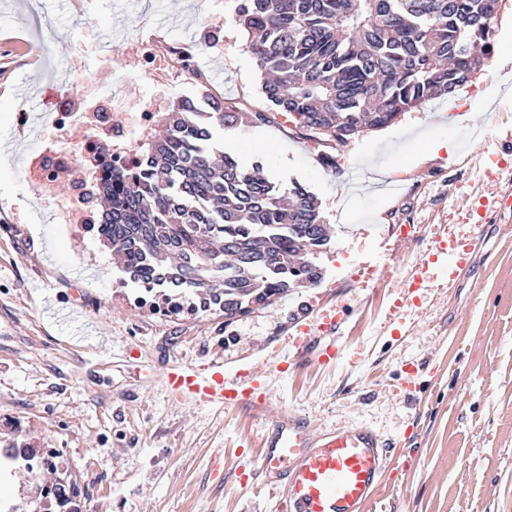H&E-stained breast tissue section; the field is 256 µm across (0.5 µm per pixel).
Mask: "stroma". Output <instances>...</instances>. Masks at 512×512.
<instances>
[{"instance_id": "obj_1", "label": "stroma", "mask_w": 512, "mask_h": 512, "mask_svg": "<svg viewBox=\"0 0 512 512\" xmlns=\"http://www.w3.org/2000/svg\"><path fill=\"white\" fill-rule=\"evenodd\" d=\"M238 0H0V137H15L19 82H42L27 53L66 36L63 75L84 112V76L123 87L114 108L136 149L162 129L180 99L201 90L266 113V123L218 131L215 145L318 199L330 243L312 255L315 286L232 319L209 310L164 315L133 304L139 286L111 249L57 216L58 201L23 178L21 154L0 156V447L53 449L58 476L74 480L81 512H281L270 489L242 484L272 415L306 419L312 432L367 423L400 438L365 512H512V0L493 22V50L450 98L403 113L347 144L327 147L269 107L236 23ZM119 47L98 57L101 31ZM192 43L202 78L145 72L138 41ZM154 113L148 128L136 114ZM477 111L476 123L458 114ZM451 154L416 162L434 140ZM495 170L497 185L485 173ZM54 222H47V215ZM482 225L454 283L440 264L395 331L388 308L434 248L438 225ZM416 227L415 237L402 227ZM336 309L335 361L273 377L264 408L223 409L177 399L163 367L224 361L225 373L290 347L297 330Z\"/></svg>"}]
</instances>
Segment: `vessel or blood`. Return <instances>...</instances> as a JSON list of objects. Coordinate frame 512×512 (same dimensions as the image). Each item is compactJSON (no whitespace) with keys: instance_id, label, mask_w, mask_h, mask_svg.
Masks as SVG:
<instances>
[{"instance_id":"obj_1","label":"vessel or blood","mask_w":512,"mask_h":512,"mask_svg":"<svg viewBox=\"0 0 512 512\" xmlns=\"http://www.w3.org/2000/svg\"><path fill=\"white\" fill-rule=\"evenodd\" d=\"M44 123L21 129L23 141L30 143L26 164H33L45 143ZM481 225L470 227L469 237L480 236ZM469 237L441 229L435 250L449 278L470 262ZM427 278L425 267H418L410 283L389 310L401 319L413 294ZM294 357L276 352L265 370L245 366L235 376L224 372V362L211 360L198 366L192 363L170 365L164 379L171 390L200 403L224 407L263 404L272 376L296 369ZM394 443L366 424H345L323 434L311 433L300 419L278 416L268 425L258 467L245 476L246 482L282 489L287 512H365L388 469Z\"/></svg>"}]
</instances>
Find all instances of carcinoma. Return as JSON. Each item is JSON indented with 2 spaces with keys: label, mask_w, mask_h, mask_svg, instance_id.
<instances>
[{
  "label": "carcinoma",
  "mask_w": 512,
  "mask_h": 512,
  "mask_svg": "<svg viewBox=\"0 0 512 512\" xmlns=\"http://www.w3.org/2000/svg\"><path fill=\"white\" fill-rule=\"evenodd\" d=\"M499 0H240L236 19L261 73V93L306 130L343 142L465 84L491 54ZM267 120L205 91L182 99L139 151L114 169L99 240L134 282L201 296L243 316L316 285L309 260L331 240L316 197L269 180L213 145L218 128Z\"/></svg>",
  "instance_id": "carcinoma-1"
}]
</instances>
